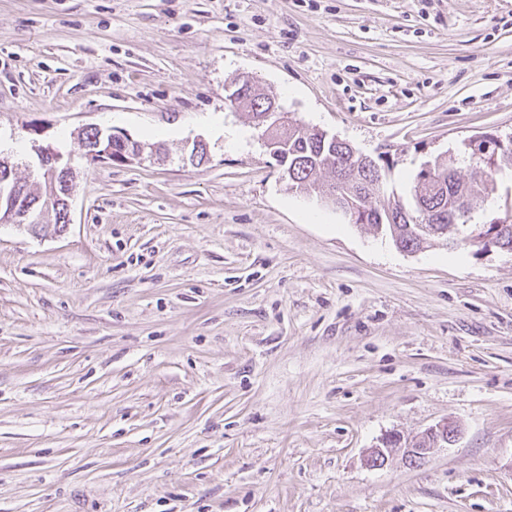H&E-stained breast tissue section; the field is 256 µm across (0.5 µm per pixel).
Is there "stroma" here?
<instances>
[{
    "mask_svg": "<svg viewBox=\"0 0 512 512\" xmlns=\"http://www.w3.org/2000/svg\"><path fill=\"white\" fill-rule=\"evenodd\" d=\"M243 76L401 194L512 135V0H0V142L78 174L62 233L0 223V512H512V253L290 190ZM92 127L143 159L90 164ZM430 432L438 433L440 437L437 438V447L433 448H423L424 445H426V440L423 438V442H421L419 447H414L413 445L417 442L418 438H415L414 440L410 439L407 443L409 448H405V457L408 459L410 464H418L421 461L425 460L436 448H441L444 445H449L447 443H452L456 440V437L458 435V430L454 429L453 426L448 424L447 422L439 423L437 426L429 428ZM441 434L444 435V441L446 442H440L441 441Z\"/></svg>",
    "mask_w": 512,
    "mask_h": 512,
    "instance_id": "35a3bbf8",
    "label": "stroma"
}]
</instances>
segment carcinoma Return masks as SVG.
<instances>
[{
    "mask_svg": "<svg viewBox=\"0 0 512 512\" xmlns=\"http://www.w3.org/2000/svg\"><path fill=\"white\" fill-rule=\"evenodd\" d=\"M269 97L253 87L242 103L243 109L258 117V109L267 107ZM274 135L284 144L288 153V185L290 188L305 190L322 179L326 173L331 174L326 184L343 181L345 205L356 210L365 208V219L378 233L389 236L394 245L403 252H416L436 242L445 241L442 230L445 224H434L429 220V212L444 211L455 216V224L461 230L455 243L447 246H469L487 248L494 245L498 249L512 252V214L508 213L483 224L470 223L471 208L461 202L465 193L477 198L480 186L465 187L458 180L448 183L447 189L417 178L416 188L397 197L386 206L379 207L376 200L388 191V172L390 165L385 163L376 167L362 160L361 155L352 154L354 148L348 143H336L332 137L309 133L296 122L275 130ZM478 146L487 148L483 159L477 163L490 177L503 168H512V141L500 146L496 140L481 134L470 137Z\"/></svg>",
    "mask_w": 512,
    "mask_h": 512,
    "instance_id": "1",
    "label": "carcinoma"
}]
</instances>
